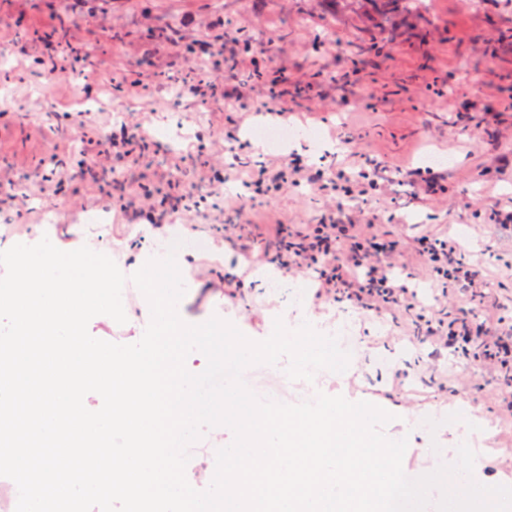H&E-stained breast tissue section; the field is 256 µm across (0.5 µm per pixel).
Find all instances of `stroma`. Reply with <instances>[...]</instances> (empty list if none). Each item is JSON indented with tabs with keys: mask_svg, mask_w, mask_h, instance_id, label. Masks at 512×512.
<instances>
[{
	"mask_svg": "<svg viewBox=\"0 0 512 512\" xmlns=\"http://www.w3.org/2000/svg\"><path fill=\"white\" fill-rule=\"evenodd\" d=\"M67 14L84 44L108 47L109 55L95 72L69 82L44 84V69L32 58L12 55L0 68V94L14 107L0 111V182H20L49 162L60 169L45 194H16L0 199V236L39 242L47 225H56L55 242L67 249L85 242L128 268L146 240L132 212L162 208L164 192L155 178L180 179L203 186L234 160H249L261 150L266 161L294 155L336 177L346 156L384 161L392 171L427 174L431 155L452 157L439 166L446 189L439 196L410 198L400 181L383 193L358 198L352 208L359 222L374 220L399 239L406 262H413L412 245L422 235L455 240L471 263L484 274L487 297L480 319L512 316V229L485 223L487 208L512 201V112H476L456 121L448 102L435 96L434 80H447L450 91H467L473 76L483 75L485 99L499 100L496 75L512 67V51L500 47V36L512 32V0H398L380 12L375 0H19L0 12V47L25 36L30 22L50 14ZM175 26L178 46L153 37L154 29ZM355 49L358 60L349 86L332 82L340 59L337 43ZM221 47L227 61L249 67L255 45L269 47L268 67L288 71L300 82L315 71L326 80L315 93L298 95L285 128L307 130L311 136L294 140L291 150L269 140L254 144L263 108L254 100L247 108L166 102L153 89L131 90L133 74L152 64L176 60L184 80L199 73V44ZM104 100L103 108L86 110L85 86ZM94 125L109 133L139 125L148 133L147 148L138 159L139 184L113 179L109 165H90L78 130ZM352 143H339L342 129ZM121 206H113V199ZM327 206L308 186H287L279 196L252 210L256 234L270 224H311ZM224 216L223 205H211L205 215L179 213V223L197 232V249L188 253L193 288L182 298V318L200 324L212 316L234 323L248 338L267 339L275 314L296 316L307 307L318 328L336 336L350 354L343 374L316 372L313 381L289 379L287 360L274 366H253L243 374L254 392L279 402L296 404L322 392L352 402L367 401L394 416L384 428L392 439L407 438L403 470L412 477L453 463L461 439L452 429L423 427L405 432V411L429 415L444 411L449 419L468 415L484 420L490 438L471 437L477 449L473 478L484 485L512 486V417L493 410L496 393L483 385L482 368L452 352L434 357L431 346L416 345L405 327L391 315L363 312L347 303L316 299V282L304 272L288 281L300 288L298 297L259 276L267 258L227 251L225 263L211 260L208 243H223L214 225ZM239 276L244 291L233 296L225 276ZM125 324L98 315L90 334L128 344L139 335L142 293L124 289Z\"/></svg>",
	"mask_w": 512,
	"mask_h": 512,
	"instance_id": "obj_1",
	"label": "stroma"
}]
</instances>
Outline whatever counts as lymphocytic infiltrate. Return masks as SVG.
<instances>
[{
  "mask_svg": "<svg viewBox=\"0 0 512 512\" xmlns=\"http://www.w3.org/2000/svg\"><path fill=\"white\" fill-rule=\"evenodd\" d=\"M63 22L62 16L48 17L35 29L33 38L18 41V48L45 67L71 61L76 57L71 43L54 39ZM95 57V52L86 50L76 58L86 63ZM82 140L89 145V157L96 163H135L145 143L141 132L133 128L105 139L96 130L86 128ZM246 168L245 184L254 201L267 200L285 186L305 181L330 199L331 205L317 223L275 225L264 241L241 223L240 207L225 206L224 236L240 253L260 250L284 271H313L320 283L319 298L347 301L367 312L403 311L409 333L418 342L451 350L460 358L489 368L500 391L497 408L512 414V322L503 317L493 323L484 322L464 310L449 311L444 305L425 307L408 286L414 274L400 266L394 237L383 230L361 231L346 207V199L379 189L383 170L380 163L361 169L355 181L342 175L325 180L320 170L295 157L281 164L250 162ZM413 251L442 297L461 292L470 302H482L483 274L465 259L455 241L423 235L416 239Z\"/></svg>",
  "mask_w": 512,
  "mask_h": 512,
  "instance_id": "f902f5d3",
  "label": "lymphocytic infiltrate"
}]
</instances>
